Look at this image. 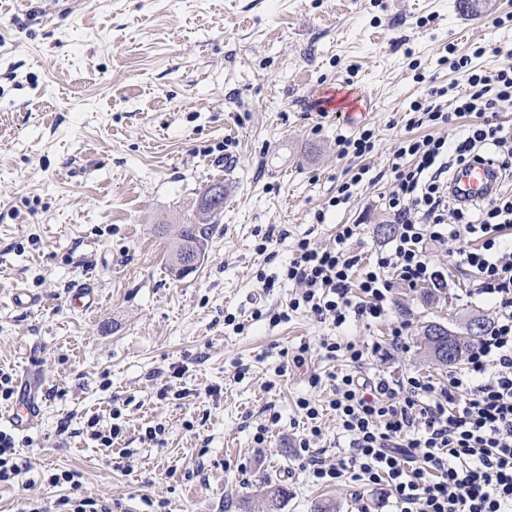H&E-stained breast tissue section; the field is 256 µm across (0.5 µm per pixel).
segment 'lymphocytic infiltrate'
<instances>
[{
    "label": "lymphocytic infiltrate",
    "instance_id": "f902f5d3",
    "mask_svg": "<svg viewBox=\"0 0 512 512\" xmlns=\"http://www.w3.org/2000/svg\"><path fill=\"white\" fill-rule=\"evenodd\" d=\"M485 52L479 46L454 59L463 89L432 87L412 105L410 131L448 124L458 133L451 140L410 134L399 142L380 196L398 226L390 246L363 262L350 248L357 225L343 224L327 245L299 238L280 275L261 278L268 292L282 279L300 290L272 323L289 321L299 309L338 328L374 322L388 314L397 286L447 287L430 258L440 246L475 274L477 295L492 301V327L443 382L383 374L368 380L358 370L379 346L320 343L328 357L343 355L350 365L334 376L328 402L347 447L335 461L321 458L320 406L300 399L311 427L299 442V467L320 484L345 478L384 487L397 512H512V196L497 192L466 204L448 186L455 170L473 160L495 162L501 180L512 179V129L497 121L512 107V66L493 73L476 68L474 59ZM48 482L71 489L56 500L58 512H112L111 500L81 495L78 472L54 473Z\"/></svg>",
    "mask_w": 512,
    "mask_h": 512
}]
</instances>
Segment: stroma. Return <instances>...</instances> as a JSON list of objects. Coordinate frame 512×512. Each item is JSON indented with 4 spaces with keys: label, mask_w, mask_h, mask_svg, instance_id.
Listing matches in <instances>:
<instances>
[{
    "label": "stroma",
    "mask_w": 512,
    "mask_h": 512,
    "mask_svg": "<svg viewBox=\"0 0 512 512\" xmlns=\"http://www.w3.org/2000/svg\"><path fill=\"white\" fill-rule=\"evenodd\" d=\"M480 45L481 69L512 65V0L476 16L454 0H0V371L41 380L39 420L18 436L28 467L0 486V512H18L24 494L55 501L67 489L48 477L69 469L112 512H267L268 481L290 492L281 512L325 499L336 512H393L386 490L318 485L298 468L307 420L296 401L332 399L330 376L346 369L320 341L389 349L364 365L369 376L444 380L423 326L464 333L491 317V301L439 248L448 286L432 301L423 286L399 288L376 322L338 329L300 311L274 325L253 310H286L297 289L264 292L257 274L279 272L302 236L330 242L340 224L360 225L363 258L387 243L378 200L410 105L428 87L462 85L453 58ZM346 84L364 91L363 116L327 98ZM364 129L372 155L338 157L337 139ZM363 164L378 182L329 207ZM216 182L227 197L206 257L175 277L177 226ZM78 283L100 292L90 313L69 306ZM20 289L35 307L14 305ZM115 408L122 437L100 447L86 422L110 424ZM273 410L282 419L256 444ZM156 424L158 442L142 441Z\"/></svg>",
    "instance_id": "1"
}]
</instances>
